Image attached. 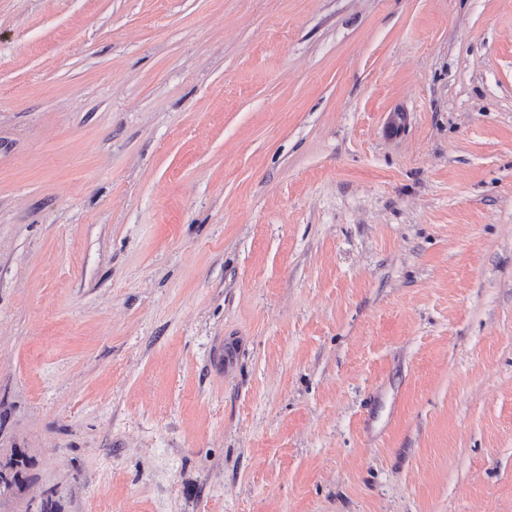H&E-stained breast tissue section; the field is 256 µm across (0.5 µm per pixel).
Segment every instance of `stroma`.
<instances>
[{
    "mask_svg": "<svg viewBox=\"0 0 512 512\" xmlns=\"http://www.w3.org/2000/svg\"><path fill=\"white\" fill-rule=\"evenodd\" d=\"M17 454L0 512H512V0H0Z\"/></svg>",
    "mask_w": 512,
    "mask_h": 512,
    "instance_id": "stroma-1",
    "label": "stroma"
}]
</instances>
